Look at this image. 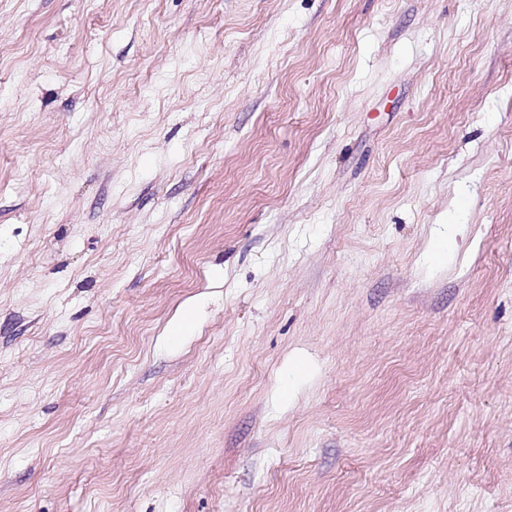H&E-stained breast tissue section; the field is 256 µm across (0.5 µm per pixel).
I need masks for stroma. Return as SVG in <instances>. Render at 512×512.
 Wrapping results in <instances>:
<instances>
[{"label":"stroma","mask_w":512,"mask_h":512,"mask_svg":"<svg viewBox=\"0 0 512 512\" xmlns=\"http://www.w3.org/2000/svg\"><path fill=\"white\" fill-rule=\"evenodd\" d=\"M0 512H512V0H0Z\"/></svg>","instance_id":"1"}]
</instances>
